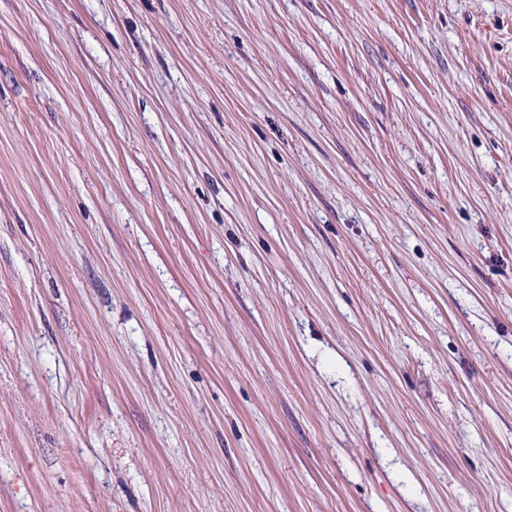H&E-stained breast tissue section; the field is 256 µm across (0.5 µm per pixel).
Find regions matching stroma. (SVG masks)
<instances>
[{
    "label": "stroma",
    "instance_id": "1",
    "mask_svg": "<svg viewBox=\"0 0 512 512\" xmlns=\"http://www.w3.org/2000/svg\"><path fill=\"white\" fill-rule=\"evenodd\" d=\"M0 512H512V0H0Z\"/></svg>",
    "mask_w": 512,
    "mask_h": 512
}]
</instances>
